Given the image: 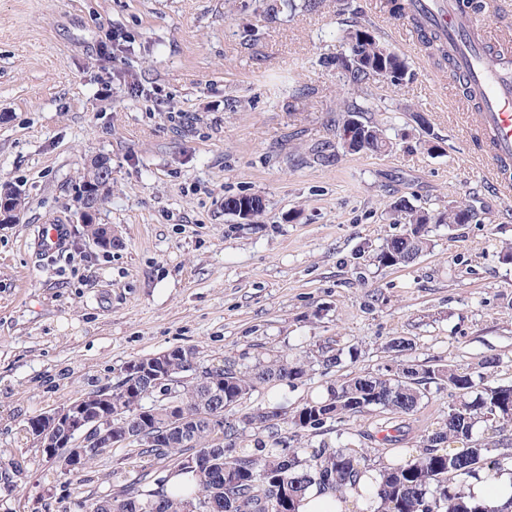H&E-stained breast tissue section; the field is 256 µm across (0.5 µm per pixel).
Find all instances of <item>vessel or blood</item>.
<instances>
[{"mask_svg":"<svg viewBox=\"0 0 512 512\" xmlns=\"http://www.w3.org/2000/svg\"><path fill=\"white\" fill-rule=\"evenodd\" d=\"M496 0L467 10L454 0H406L402 29L421 21L447 42L458 64L465 92L475 96L480 109L474 129L487 146L493 171L489 185L495 195L512 193V33L502 32L499 41L488 37V24ZM64 228L52 224L38 237L44 255L60 250Z\"/></svg>","mask_w":512,"mask_h":512,"instance_id":"obj_1","label":"vessel or blood"}]
</instances>
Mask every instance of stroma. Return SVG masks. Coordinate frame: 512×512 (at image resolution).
I'll use <instances>...</instances> for the list:
<instances>
[{
    "instance_id": "1",
    "label": "stroma",
    "mask_w": 512,
    "mask_h": 512,
    "mask_svg": "<svg viewBox=\"0 0 512 512\" xmlns=\"http://www.w3.org/2000/svg\"><path fill=\"white\" fill-rule=\"evenodd\" d=\"M399 22L388 0H318L311 11L289 0H0V181L25 197L18 222L0 224V512H79L113 493L130 448L47 482L26 426L176 347L197 348L204 364L344 352L334 376L261 386L229 419L270 402L292 412L331 378L403 363L512 384V264L498 259L512 199L491 196L447 69L406 47L410 80L357 89L332 64L352 25L388 43ZM113 28L124 41L100 53ZM344 99L396 135L391 153L337 148ZM100 156L112 193L98 221L119 240L108 251L79 218L83 173ZM241 194L263 202L252 222L224 208ZM462 198L481 203L482 222L433 227L413 263L378 264L405 231L393 201L436 213ZM49 224L67 240L46 257L36 239ZM395 338L410 350H389ZM457 400L433 383L407 415L279 431L296 448L325 441L403 462ZM385 426L399 429L393 444L373 439Z\"/></svg>"
}]
</instances>
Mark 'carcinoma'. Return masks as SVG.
I'll return each instance as SVG.
<instances>
[{
  "mask_svg": "<svg viewBox=\"0 0 512 512\" xmlns=\"http://www.w3.org/2000/svg\"><path fill=\"white\" fill-rule=\"evenodd\" d=\"M414 32L431 53L443 62L448 73L457 75V67L447 44L432 30L419 24ZM343 39L349 41L348 53L356 56L352 67L341 72L351 84H363L378 74L401 80L411 72L408 60L398 50L378 40L365 26L346 30ZM346 113L336 120L339 141L363 137L366 150L375 153L393 149L392 138L380 125L359 115L356 107L343 103ZM111 183L102 181L89 169L80 187L79 198L93 193L106 199ZM228 202L237 209L262 210L259 198L251 195L234 196ZM395 223L406 224L405 233L385 241L376 255L382 266L407 265L429 248V233L433 224L463 226L481 221V213L468 200L455 202L448 210L437 214L424 207H413L401 201L391 204ZM197 354L196 348L176 347L163 353L172 374L182 373V353ZM341 362L335 349L324 346L305 360L270 359L242 367L230 360L205 371V384L195 381L178 387L180 401L189 410L208 408L222 415L238 405L255 388L269 381L300 382L314 366L329 374ZM405 365L400 364L387 375H362L327 386V396L311 399L287 415L278 403H270L252 413H246L221 427L223 441L209 442L210 422L199 418L184 433H165V425L157 415L159 407L127 408L123 416L112 422L116 432L137 433L128 443L136 457L153 462L165 461L167 468L158 472L150 467L130 480L126 471H112V480L119 486L117 495H105L82 505L84 512H276L280 501L289 502L291 512L305 490L312 484L323 485L337 492L347 489L366 473L365 452L347 451L321 442L311 448H290L282 443L273 428L290 420L301 431L315 433L338 420L371 409H384L395 414H410L426 397L429 380H440L457 390L459 403L448 409V417L439 430L423 440L418 457L391 464L380 471L376 497L381 502L376 512H504L474 504L466 495L467 479L488 465L497 469L508 459L494 454L492 449L475 444L457 452L449 444L472 438L480 420H488L492 410L503 411L502 403H512V385L487 387L474 392L472 375L458 373L443 366L420 369L413 383L406 382ZM134 386L140 399L148 398L149 380L141 377L123 379L113 388L89 394L98 400L103 410L110 411L117 395ZM267 434V440L257 441L250 450L246 432ZM188 475L192 483L174 495L169 490L170 473Z\"/></svg>",
  "mask_w": 512,
  "mask_h": 512,
  "instance_id": "obj_1",
  "label": "carcinoma"
}]
</instances>
